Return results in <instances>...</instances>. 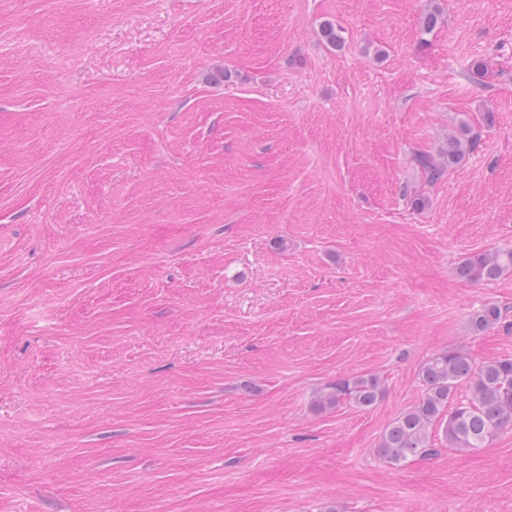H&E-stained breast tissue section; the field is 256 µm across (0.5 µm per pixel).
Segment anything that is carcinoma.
<instances>
[{
  "instance_id": "carcinoma-1",
  "label": "carcinoma",
  "mask_w": 512,
  "mask_h": 512,
  "mask_svg": "<svg viewBox=\"0 0 512 512\" xmlns=\"http://www.w3.org/2000/svg\"><path fill=\"white\" fill-rule=\"evenodd\" d=\"M322 37L328 45L344 42L341 28L326 23ZM478 134L463 130L448 137L445 152L435 156L426 151L414 155V162L429 184L437 182L445 171L463 161L477 145ZM459 277L471 283H488L512 272V248L478 252L458 266ZM501 323V311L486 304L469 317L468 328L481 334ZM419 380L423 395L418 403L402 411L385 429L373 452L397 466L437 452L432 443L436 430L448 447L460 453H472L488 447L506 428L512 426V357L476 363L466 352L449 349L428 358L421 366ZM465 389L467 399L456 401L457 391ZM382 396L378 379L359 375L340 380L321 390L311 410L323 413L342 403L369 409Z\"/></svg>"
}]
</instances>
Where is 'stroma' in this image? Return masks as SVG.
Wrapping results in <instances>:
<instances>
[{
	"instance_id": "obj_1",
	"label": "stroma",
	"mask_w": 512,
	"mask_h": 512,
	"mask_svg": "<svg viewBox=\"0 0 512 512\" xmlns=\"http://www.w3.org/2000/svg\"><path fill=\"white\" fill-rule=\"evenodd\" d=\"M510 245L512 0H0V512H512V427L372 453ZM478 140V134H471L464 128L461 135L453 134L448 137V147L438 158L429 152L419 151L414 155V162L425 176L426 182L433 184L448 168L462 162L476 148ZM459 277L471 283H488L512 272V248L478 252L458 266ZM382 396L378 379L371 375H359L337 381L322 389L312 401L311 410L323 413L338 407L341 403L358 409H369L377 404Z\"/></svg>"
}]
</instances>
